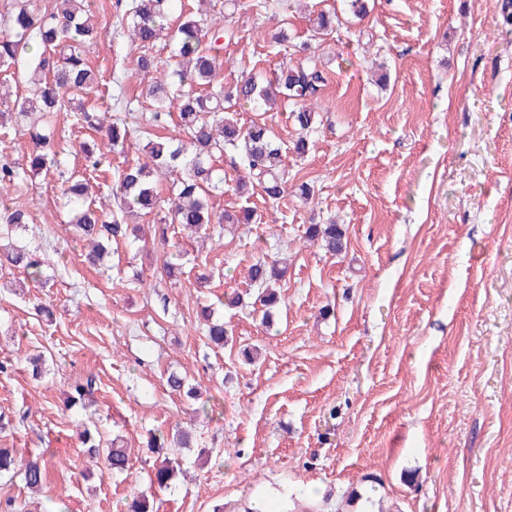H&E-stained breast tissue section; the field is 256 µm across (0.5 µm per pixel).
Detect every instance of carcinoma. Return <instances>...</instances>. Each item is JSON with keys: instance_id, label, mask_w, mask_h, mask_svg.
<instances>
[{"instance_id": "1", "label": "carcinoma", "mask_w": 512, "mask_h": 512, "mask_svg": "<svg viewBox=\"0 0 512 512\" xmlns=\"http://www.w3.org/2000/svg\"><path fill=\"white\" fill-rule=\"evenodd\" d=\"M53 2L52 8L42 10L35 0H13L6 14L0 15V68L28 61V79L37 85L32 96L13 102L0 93V123L8 117L21 121L30 112H79L95 129H106L101 142L81 146L86 168L95 170L105 151L124 144L129 127L120 117L107 124L100 115H90L83 100L71 95L75 89H90L95 84V74L84 62L82 52L87 44L100 38L101 32L84 18L90 0ZM176 5L177 0H127L117 23L127 30L131 46L138 51L137 70L148 80L149 94L155 99V109L146 119L143 133L148 135L155 128L165 127L174 117L186 141L177 143L173 138L158 136L147 142V160L123 169L112 188L113 198L118 202L116 212L94 207L84 183L77 180L68 186L64 196L71 223L78 225L86 237L119 239L125 235V214L148 213L159 207L163 200L152 182L157 171L173 177L164 223L182 224L203 232L213 224L251 223L250 209H242L238 216L218 215L210 206L208 196L224 191V169L216 166V160L226 154L237 157L240 169L246 173L237 182L236 191L251 186L274 202L288 189L282 146L272 128L263 121L238 126L236 119L224 115V102L234 100L253 112L265 113L281 96L293 106L296 124L308 130L313 119L312 101L325 86L326 74L309 56L305 64L281 67L274 86L264 85L246 74L226 86L217 81L224 69V27L205 12L174 25L171 18ZM161 39L171 47L172 69L159 66L152 54ZM28 134L33 143L30 169L62 166L61 160L49 156V134L35 128L28 129ZM24 173V168L17 165L0 164V184L10 185ZM0 219L5 221V229L12 232L22 231L28 224L27 212L5 200L0 202ZM307 239L321 242L332 254L346 248L345 232L337 224H313L307 230ZM0 263L34 278L40 274L44 258L35 248H7L0 244ZM286 273L287 268L276 261L249 267V281L263 289L259 295L262 306L267 308L277 302L269 286ZM167 385L193 402L200 399L198 387L175 373L169 375ZM80 439L90 462L103 463L113 475L128 471L125 449L115 444L101 447L87 429L80 433ZM47 469L42 459L18 458L10 449L0 448V476L19 473L31 490L43 488ZM173 476L172 461L165 458L154 467L150 486L165 487Z\"/></svg>"}]
</instances>
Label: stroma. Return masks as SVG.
I'll use <instances>...</instances> for the list:
<instances>
[{"label":"stroma","instance_id":"obj_1","mask_svg":"<svg viewBox=\"0 0 512 512\" xmlns=\"http://www.w3.org/2000/svg\"><path fill=\"white\" fill-rule=\"evenodd\" d=\"M112 2L91 7L102 37L84 52L98 76L84 101L113 116L137 101L125 148L85 174L79 146L99 133L76 113L36 112L23 126L55 128L64 168L0 186L32 219L17 241L46 257L37 283L0 268V412L14 418L0 448L49 462L40 494L5 477L0 501L127 512L153 474L150 434L185 428L195 445L174 449L179 467L152 512H244L260 488L312 486L311 512H512V25L501 0H370L361 19L344 0H268L261 11L226 0L225 82L244 70L272 80L303 61L302 43L327 73L305 154L290 111L266 115L288 191L274 203L215 196V212H255L217 239L177 224L159 237V210L131 218L93 266L67 222L63 175H88L97 205L115 209L118 173L146 158L138 116L152 104ZM319 11L338 17L330 34L312 31ZM278 31L287 44L273 42ZM331 222L347 240L339 255L306 240ZM171 243L181 258L169 279L158 268ZM281 258L288 272L267 312L247 272ZM204 304L230 332L224 347L205 335ZM172 373L199 382L215 412L171 393ZM89 378L91 406L67 407ZM83 425L130 449L128 476L99 479Z\"/></svg>","mask_w":512,"mask_h":512}]
</instances>
